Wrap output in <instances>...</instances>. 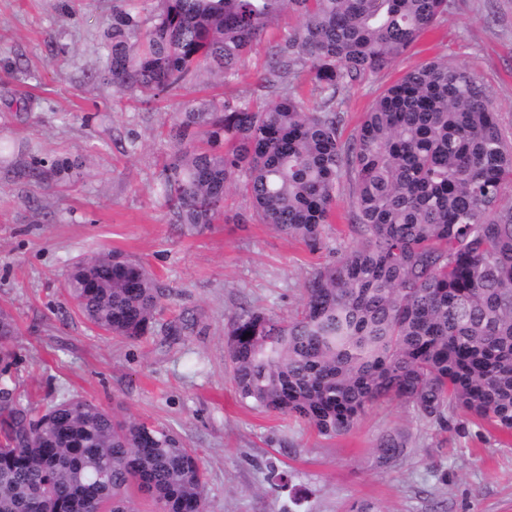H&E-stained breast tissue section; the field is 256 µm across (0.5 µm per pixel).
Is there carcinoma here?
<instances>
[{
    "label": "carcinoma",
    "mask_w": 512,
    "mask_h": 512,
    "mask_svg": "<svg viewBox=\"0 0 512 512\" xmlns=\"http://www.w3.org/2000/svg\"><path fill=\"white\" fill-rule=\"evenodd\" d=\"M450 0H112L106 44L119 93L154 97L198 72L229 81L283 10L265 93L189 99L174 113L175 152L159 173L171 221L199 233L224 219L239 186L261 224L326 246L343 177L359 243L314 267L294 315L235 314L225 357L239 401L334 437L371 408L412 404L446 428L512 434V135L465 67L406 71L342 139L341 97L390 67L448 13ZM311 76L307 103L293 78ZM65 288L113 336L153 331L169 293L120 252L76 261ZM15 321L0 308V362ZM382 440L379 463L404 456ZM200 459L173 429L75 397L38 412L0 404V512H207Z\"/></svg>",
    "instance_id": "1"
}]
</instances>
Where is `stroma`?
Returning a JSON list of instances; mask_svg holds the SVG:
<instances>
[{"label": "stroma", "instance_id": "stroma-1", "mask_svg": "<svg viewBox=\"0 0 512 512\" xmlns=\"http://www.w3.org/2000/svg\"><path fill=\"white\" fill-rule=\"evenodd\" d=\"M112 0H0V139L14 143L0 167V307L13 315L15 360L0 370V395L37 409L73 397L165 424L199 455L209 512H512V438L473 424L442 431L395 400L372 408L350 433L318 436L288 418L242 405L224 357V326L251 307L293 313L313 265L359 241L341 188L327 247L251 220L239 190L223 222L191 234L157 199L173 144L161 131L188 98L252 97L271 42L295 18L281 12L233 83L204 71L158 98H118L104 30ZM432 59L466 66L512 130V0H453L440 24L390 68L344 97L345 135L373 99ZM48 177L25 171L36 164ZM118 251L143 263L171 297L154 332L111 336L86 322L64 282L80 257ZM190 320L181 335L169 325ZM401 437L404 456L377 464L382 438ZM288 473L287 487L278 476Z\"/></svg>", "mask_w": 512, "mask_h": 512}]
</instances>
